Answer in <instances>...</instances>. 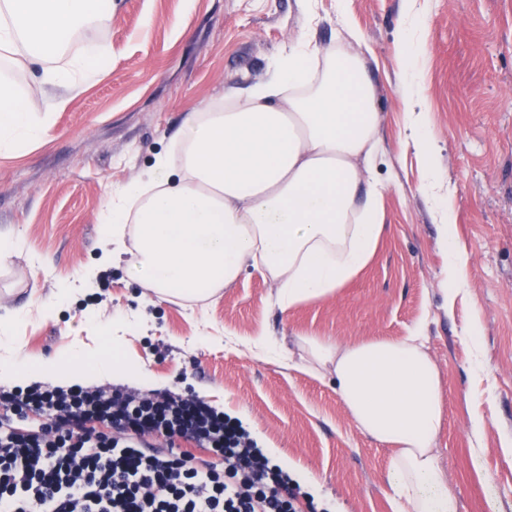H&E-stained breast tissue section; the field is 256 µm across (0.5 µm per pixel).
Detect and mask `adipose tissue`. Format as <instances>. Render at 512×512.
<instances>
[{"label":"adipose tissue","mask_w":512,"mask_h":512,"mask_svg":"<svg viewBox=\"0 0 512 512\" xmlns=\"http://www.w3.org/2000/svg\"><path fill=\"white\" fill-rule=\"evenodd\" d=\"M112 25V0H0V151L39 140L45 122L85 80L112 63V44L88 38ZM327 55L300 40L278 55L270 78L227 109L189 113L178 154L156 155L147 178L111 190L100 219L107 247L78 283L60 285L54 314L94 286L114 247L131 244V274L162 298L206 299L251 266L276 286L281 308L327 298L375 253L384 228L385 185L375 90L361 37ZM43 61L40 98L21 97L7 69ZM447 254L446 296L467 255L455 241L454 205L439 203ZM23 317H0V384L42 378L64 386L109 376L150 384L143 366L115 352H81L32 365L15 346ZM303 368L336 383L356 426L390 446L394 512H460L436 454L446 418L441 374L421 327L399 339H299Z\"/></svg>","instance_id":"adipose-tissue-1"}]
</instances>
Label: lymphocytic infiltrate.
Returning <instances> with one entry per match:
<instances>
[{
    "mask_svg": "<svg viewBox=\"0 0 512 512\" xmlns=\"http://www.w3.org/2000/svg\"><path fill=\"white\" fill-rule=\"evenodd\" d=\"M33 408L42 422L15 427ZM0 409V512H302L272 454L198 397L1 387ZM151 436L166 447L148 444ZM180 439L208 458L179 450Z\"/></svg>",
    "mask_w": 512,
    "mask_h": 512,
    "instance_id": "lymphocytic-infiltrate-1",
    "label": "lymphocytic infiltrate"
}]
</instances>
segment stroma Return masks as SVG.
<instances>
[{"instance_id":"1","label":"stroma","mask_w":512,"mask_h":512,"mask_svg":"<svg viewBox=\"0 0 512 512\" xmlns=\"http://www.w3.org/2000/svg\"><path fill=\"white\" fill-rule=\"evenodd\" d=\"M350 27L363 37L383 138L375 175L388 186L384 229L361 273L289 309L250 268L204 300L151 299L130 276L127 251L69 307L42 316L58 283L104 248L98 219L110 188L175 151L188 113L264 82L297 38L344 48ZM89 36L111 42V67L53 114L39 143L0 154V234L21 242L0 264V315L26 311L15 338L26 359L98 351L105 329L128 319L121 355L144 364L158 389L197 395L240 420L262 448L319 479L315 501L328 512H393L391 450L355 426L334 382L246 341L265 335L292 349L302 336L396 339L419 323L441 372L437 452L460 512H512V0H112L111 28ZM405 38L426 53L402 52ZM409 71L434 143L431 172L404 143ZM447 194L470 256L451 302L438 202ZM475 322L477 351L465 339Z\"/></svg>"}]
</instances>
